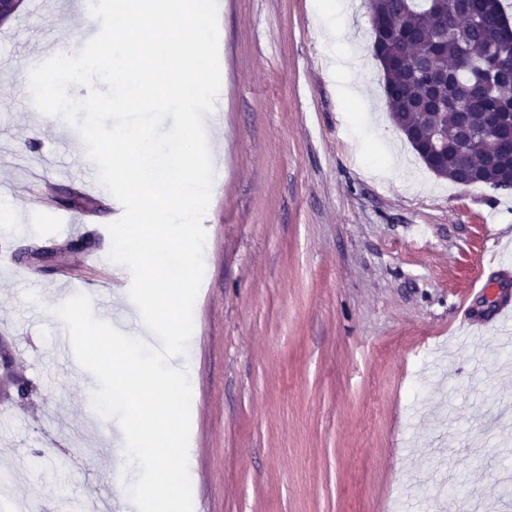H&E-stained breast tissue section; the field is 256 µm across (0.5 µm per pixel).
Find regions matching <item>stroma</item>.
Returning a JSON list of instances; mask_svg holds the SVG:
<instances>
[{
  "label": "stroma",
  "instance_id": "obj_1",
  "mask_svg": "<svg viewBox=\"0 0 512 512\" xmlns=\"http://www.w3.org/2000/svg\"><path fill=\"white\" fill-rule=\"evenodd\" d=\"M222 122H206L212 195L188 369L194 505L208 512H455L444 471L484 512H512V356L484 317L483 290L512 301V190L436 176L392 123L373 55L370 0H219ZM335 24L327 41L323 23ZM87 20L47 0L0 26V340L35 393L0 397V487L19 512H107L122 503L123 437L90 413L86 370L56 348L47 305L66 284L106 303L123 266L110 249L114 199L74 207L78 179L45 160L61 128L33 112L24 78L37 45ZM345 69L336 70V56ZM361 88V100L346 94ZM29 168L46 180L33 190ZM84 215L76 236L60 229ZM63 253L45 264L42 245ZM498 266L483 263L484 251ZM88 459L70 464L73 452Z\"/></svg>",
  "mask_w": 512,
  "mask_h": 512
}]
</instances>
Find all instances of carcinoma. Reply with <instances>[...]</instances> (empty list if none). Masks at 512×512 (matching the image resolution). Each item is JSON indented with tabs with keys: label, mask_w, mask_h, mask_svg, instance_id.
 Here are the masks:
<instances>
[{
	"label": "carcinoma",
	"mask_w": 512,
	"mask_h": 512,
	"mask_svg": "<svg viewBox=\"0 0 512 512\" xmlns=\"http://www.w3.org/2000/svg\"><path fill=\"white\" fill-rule=\"evenodd\" d=\"M385 26L374 33L373 52L384 74L390 117L404 135L413 134L424 165L435 133L448 138L441 164L453 181L466 164L475 184L501 189L512 184V153L502 147L508 125H490L488 112L512 113V24L502 0H478L475 19L457 22L452 0H371ZM432 56L431 80L415 74L411 60ZM19 400L29 398L30 382L10 371Z\"/></svg>",
	"instance_id": "carcinoma-1"
}]
</instances>
